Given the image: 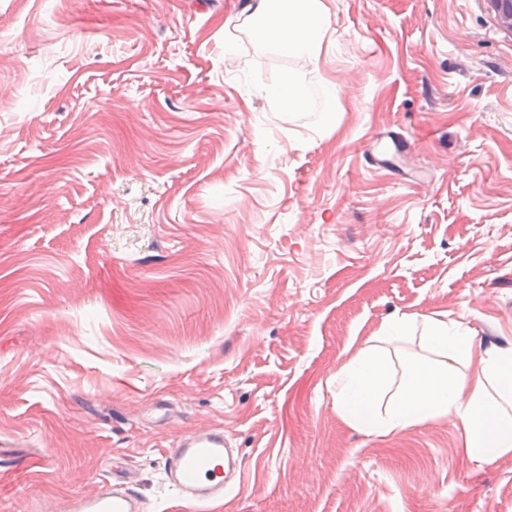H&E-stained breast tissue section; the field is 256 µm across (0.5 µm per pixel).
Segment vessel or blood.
I'll return each instance as SVG.
<instances>
[{
  "label": "vessel or blood",
  "instance_id": "vessel-or-blood-1",
  "mask_svg": "<svg viewBox=\"0 0 512 512\" xmlns=\"http://www.w3.org/2000/svg\"><path fill=\"white\" fill-rule=\"evenodd\" d=\"M242 457L229 446L223 427L200 423L183 432L165 456L164 473L182 502L207 507L223 501L241 480ZM145 503L134 473L122 461L112 464V477L88 494L65 497L54 506L34 500L28 512H144Z\"/></svg>",
  "mask_w": 512,
  "mask_h": 512
}]
</instances>
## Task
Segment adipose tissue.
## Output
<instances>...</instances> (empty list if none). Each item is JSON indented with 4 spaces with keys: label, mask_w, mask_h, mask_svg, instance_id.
Segmentation results:
<instances>
[{
    "label": "adipose tissue",
    "mask_w": 512,
    "mask_h": 512,
    "mask_svg": "<svg viewBox=\"0 0 512 512\" xmlns=\"http://www.w3.org/2000/svg\"><path fill=\"white\" fill-rule=\"evenodd\" d=\"M235 32L317 70L334 40L324 0H249ZM420 353L398 358L402 343ZM337 412L352 428L388 436L428 421L448 419L463 432L462 451L490 464L512 454V351L470 355V333L459 321L417 324L392 316L334 378Z\"/></svg>",
    "instance_id": "adipose-tissue-1"
}]
</instances>
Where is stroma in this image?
Wrapping results in <instances>:
<instances>
[{"instance_id": "35a3bbf8", "label": "stroma", "mask_w": 512, "mask_h": 512, "mask_svg": "<svg viewBox=\"0 0 512 512\" xmlns=\"http://www.w3.org/2000/svg\"><path fill=\"white\" fill-rule=\"evenodd\" d=\"M245 3L0 0V512L115 455L181 512L164 454L206 422L245 465L217 512H512V455L448 420L363 434L330 387L395 314L512 349V33L488 0H329L283 112L297 61L224 55ZM381 134L414 146L372 165ZM267 94L281 107L290 110H302L307 104L306 82L299 70H288L281 79L279 87Z\"/></svg>"}]
</instances>
